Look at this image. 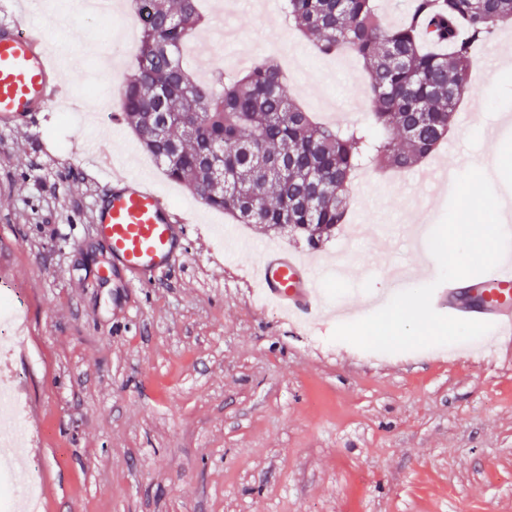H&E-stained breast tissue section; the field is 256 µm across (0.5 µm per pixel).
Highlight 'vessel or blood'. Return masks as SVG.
<instances>
[{
    "instance_id": "b4317fda",
    "label": "vessel or blood",
    "mask_w": 512,
    "mask_h": 512,
    "mask_svg": "<svg viewBox=\"0 0 512 512\" xmlns=\"http://www.w3.org/2000/svg\"><path fill=\"white\" fill-rule=\"evenodd\" d=\"M23 0H0V125L15 126L35 112L54 109L62 84V67L52 57L50 41L23 32L18 21ZM98 232L112 261L128 276L127 285L143 288L163 278L186 252L190 225L183 212L144 180L113 173L112 190L95 204ZM319 265L285 249L266 247L259 253L258 284L265 301L276 304L290 321L319 327L329 318L321 303ZM483 303H463L458 282L436 288L434 309L450 316L491 322L492 333L505 342L497 358L512 359V255L484 275Z\"/></svg>"
}]
</instances>
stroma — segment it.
<instances>
[{"instance_id": "35a3bbf8", "label": "stroma", "mask_w": 512, "mask_h": 512, "mask_svg": "<svg viewBox=\"0 0 512 512\" xmlns=\"http://www.w3.org/2000/svg\"><path fill=\"white\" fill-rule=\"evenodd\" d=\"M238 32L230 52L278 60L292 96L321 121L368 125L360 60L318 55L281 12L259 0H221ZM49 0L30 23L68 53L105 44L96 20L58 25ZM111 44V43H108ZM117 64L81 58L63 96L109 100L121 91L135 48L111 44ZM472 71L477 93L427 165L457 150L493 167L512 137V72ZM92 143L97 153L79 151ZM129 158L162 194L189 209L192 243L152 287H127L93 222L109 188L108 152ZM146 154L133 131L85 111L35 114L0 127V283L20 286L25 334L5 369L26 393L25 423L38 470V512H512V363L456 358V345L359 357L330 332L309 336L279 309L255 301L260 248L299 255L305 243L256 224L233 223L196 202ZM427 198L413 216L432 231L450 191L433 193L414 172L368 166L351 189L349 223L392 225L361 241L371 274L353 267L325 280L324 303L345 307L384 294L382 271L410 260L403 201ZM109 278H102V271Z\"/></svg>"}]
</instances>
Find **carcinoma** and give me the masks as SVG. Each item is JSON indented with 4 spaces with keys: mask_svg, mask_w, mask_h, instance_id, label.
I'll list each match as a JSON object with an SVG mask.
<instances>
[{
    "mask_svg": "<svg viewBox=\"0 0 512 512\" xmlns=\"http://www.w3.org/2000/svg\"><path fill=\"white\" fill-rule=\"evenodd\" d=\"M378 0H281L285 20L323 54L348 47L368 78L372 123L323 126L297 106L275 59L242 77L193 75L184 51L208 22L199 0H131L141 27L122 112L166 177L238 224L318 248L345 223L357 170L409 171L473 93L474 48L512 25V0H412L382 23Z\"/></svg>",
    "mask_w": 512,
    "mask_h": 512,
    "instance_id": "obj_1",
    "label": "carcinoma"
}]
</instances>
